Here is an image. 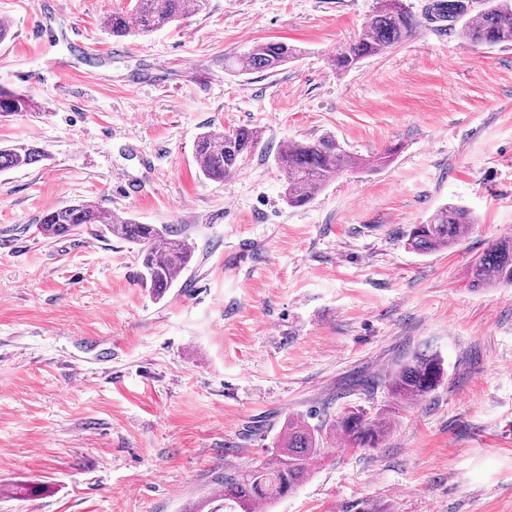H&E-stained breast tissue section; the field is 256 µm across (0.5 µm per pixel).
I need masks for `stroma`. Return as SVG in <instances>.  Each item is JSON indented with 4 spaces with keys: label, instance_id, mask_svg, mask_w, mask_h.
Returning <instances> with one entry per match:
<instances>
[{
    "label": "stroma",
    "instance_id": "35a3bbf8",
    "mask_svg": "<svg viewBox=\"0 0 512 512\" xmlns=\"http://www.w3.org/2000/svg\"><path fill=\"white\" fill-rule=\"evenodd\" d=\"M404 2L413 36L339 75L376 0H209L120 42L104 20L128 0H0V85L38 102L0 143L47 153L0 172V512H230L224 473L270 461L288 419L350 406L389 420L379 447L329 445L261 512H512V287L466 276L512 236V45ZM266 41L302 54L226 69ZM239 126L258 148L200 179L198 135ZM326 134L391 160L288 206L280 148ZM76 202L179 225L188 269L157 299L136 245L38 233ZM446 203L477 219L464 240L407 249ZM420 353L442 383L395 398Z\"/></svg>",
    "mask_w": 512,
    "mask_h": 512
}]
</instances>
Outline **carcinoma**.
I'll return each instance as SVG.
<instances>
[{
    "label": "carcinoma",
    "instance_id": "1",
    "mask_svg": "<svg viewBox=\"0 0 512 512\" xmlns=\"http://www.w3.org/2000/svg\"><path fill=\"white\" fill-rule=\"evenodd\" d=\"M461 0H438L437 16L457 18L464 14ZM208 0H130L127 10L107 17L106 25L117 38L149 34L173 23L190 12L206 9ZM419 20L403 0H377V7L354 41L331 59L338 72L355 67L362 59L391 49L408 39ZM462 40L470 45L496 46L512 43V0H487V7L461 27ZM300 50L282 41L254 44L247 52L229 61L238 72H275L298 58ZM36 101L27 94L0 87V119L35 111ZM259 140L247 127L230 134L206 131L195 145L200 173L212 181H222L235 171L258 147ZM46 159L43 149L31 144L0 146V172L37 164ZM284 172V198L288 205L309 203L348 168L379 167L384 160H364L350 155L332 135L306 142L285 144L277 155ZM476 223L472 212L462 204L439 207L423 224H414L407 246L418 254H428L458 245ZM88 224H99L116 237L139 246L143 272L141 286L160 299L172 288L179 273L193 257V246L182 236L180 227L160 228L139 224L132 218L118 217L85 202L57 208L45 214L37 230L46 238L69 236ZM467 277L475 288L512 287V238L492 243L470 265ZM444 375L442 361L417 354L393 375L389 386L399 399L422 398L433 392ZM389 426L381 418H370L362 409H349L338 415L327 428H315L300 419L285 423L277 453L267 463L224 474V498L241 512H254L259 504H271L295 490L309 476L313 464L324 452V444L341 439L352 447L374 448Z\"/></svg>",
    "mask_w": 512,
    "mask_h": 512
}]
</instances>
